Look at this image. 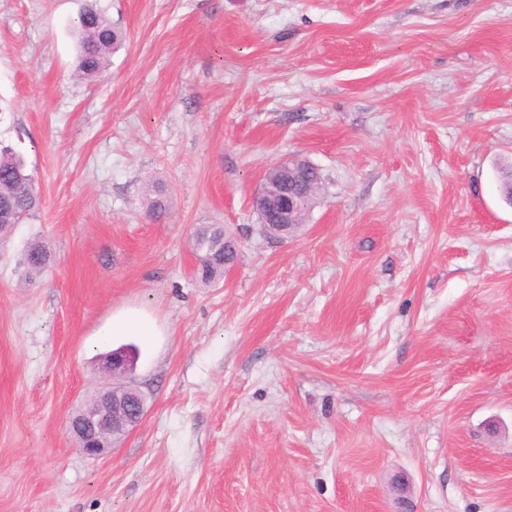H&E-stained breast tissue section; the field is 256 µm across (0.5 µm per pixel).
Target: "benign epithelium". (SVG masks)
<instances>
[{"label": "benign epithelium", "mask_w": 512, "mask_h": 512, "mask_svg": "<svg viewBox=\"0 0 512 512\" xmlns=\"http://www.w3.org/2000/svg\"><path fill=\"white\" fill-rule=\"evenodd\" d=\"M302 160H286L268 168L252 199L263 232L269 238L290 235L302 224L301 212L308 209L317 190L312 183H301ZM131 368V361L122 352L103 358L102 371L109 377H122ZM142 392L128 387L119 396L107 385L94 392L80 408V414L70 424L83 427L81 451L89 457L103 455L116 439L136 427L144 416Z\"/></svg>", "instance_id": "1"}]
</instances>
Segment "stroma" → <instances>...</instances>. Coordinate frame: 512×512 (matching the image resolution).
<instances>
[{"label": "stroma", "instance_id": "35a3bbf8", "mask_svg": "<svg viewBox=\"0 0 512 512\" xmlns=\"http://www.w3.org/2000/svg\"><path fill=\"white\" fill-rule=\"evenodd\" d=\"M89 3L125 36L94 78ZM0 147L41 196L0 234V512H397V475L512 512V0H0ZM297 158L322 190L275 241L252 197ZM127 344L145 415L87 458ZM224 227H204L194 236V247L199 260L198 280L203 284L216 283L224 276V246L221 239Z\"/></svg>", "mask_w": 512, "mask_h": 512}]
</instances>
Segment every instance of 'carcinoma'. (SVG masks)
I'll use <instances>...</instances> for the list:
<instances>
[{
  "label": "carcinoma",
  "instance_id": "obj_1",
  "mask_svg": "<svg viewBox=\"0 0 512 512\" xmlns=\"http://www.w3.org/2000/svg\"><path fill=\"white\" fill-rule=\"evenodd\" d=\"M76 37L75 67L85 77H95L108 66L110 55L123 43V33L112 27L106 16L89 5L82 9L74 22ZM39 204V192L33 177L27 172L24 160L9 149H0V206L13 214V223L32 215ZM224 227H204L194 236L199 260L198 280L212 284L224 276V246L221 239ZM42 245L32 244L22 261L25 275L39 272L37 265Z\"/></svg>",
  "mask_w": 512,
  "mask_h": 512
}]
</instances>
